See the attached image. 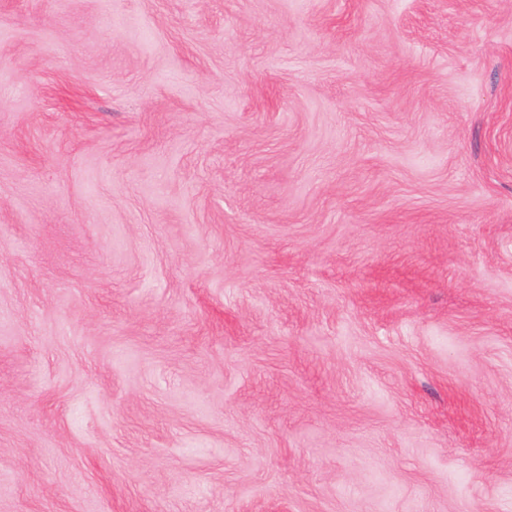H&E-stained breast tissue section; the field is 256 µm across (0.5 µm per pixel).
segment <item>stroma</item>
Listing matches in <instances>:
<instances>
[{
  "label": "stroma",
  "mask_w": 512,
  "mask_h": 512,
  "mask_svg": "<svg viewBox=\"0 0 512 512\" xmlns=\"http://www.w3.org/2000/svg\"><path fill=\"white\" fill-rule=\"evenodd\" d=\"M0 512H512V0H0Z\"/></svg>",
  "instance_id": "35a3bbf8"
}]
</instances>
